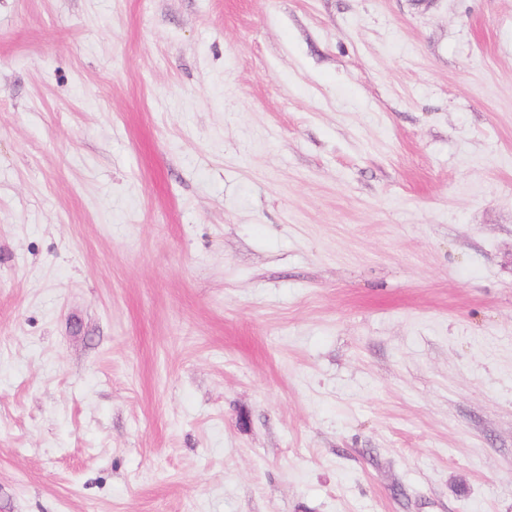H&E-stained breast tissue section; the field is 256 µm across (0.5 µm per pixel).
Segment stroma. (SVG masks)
Instances as JSON below:
<instances>
[{"mask_svg":"<svg viewBox=\"0 0 512 512\" xmlns=\"http://www.w3.org/2000/svg\"><path fill=\"white\" fill-rule=\"evenodd\" d=\"M0 512H512V0H0Z\"/></svg>","mask_w":512,"mask_h":512,"instance_id":"stroma-1","label":"stroma"}]
</instances>
